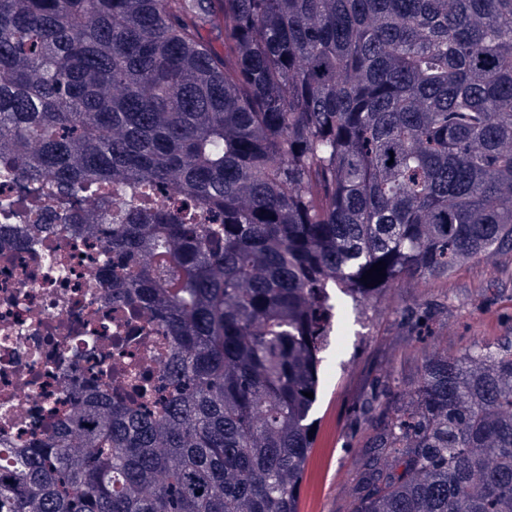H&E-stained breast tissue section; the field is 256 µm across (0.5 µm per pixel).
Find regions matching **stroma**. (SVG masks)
<instances>
[{
    "instance_id": "35a3bbf8",
    "label": "stroma",
    "mask_w": 512,
    "mask_h": 512,
    "mask_svg": "<svg viewBox=\"0 0 512 512\" xmlns=\"http://www.w3.org/2000/svg\"><path fill=\"white\" fill-rule=\"evenodd\" d=\"M332 332L321 354L317 424L299 512H351L372 449L363 441L381 382L414 380L423 353L456 357L477 338L512 339V250L491 251L436 281L415 278L352 299L331 289Z\"/></svg>"
}]
</instances>
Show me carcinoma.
Segmentation results:
<instances>
[{"label": "carcinoma", "instance_id": "cac0c4a2", "mask_svg": "<svg viewBox=\"0 0 512 512\" xmlns=\"http://www.w3.org/2000/svg\"><path fill=\"white\" fill-rule=\"evenodd\" d=\"M0 175L90 189L174 386L81 394L0 512H298L328 289L512 247V0H0ZM388 390L353 512H512V341Z\"/></svg>", "mask_w": 512, "mask_h": 512}]
</instances>
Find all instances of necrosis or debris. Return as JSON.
I'll use <instances>...</instances> for the list:
<instances>
[{
  "mask_svg": "<svg viewBox=\"0 0 512 512\" xmlns=\"http://www.w3.org/2000/svg\"><path fill=\"white\" fill-rule=\"evenodd\" d=\"M84 218L80 194L48 179L0 177V446L22 448L69 414L73 386L126 398L135 376L162 385L158 324H124L105 271L108 229L74 238L64 231L19 239V224H54L60 216ZM55 266L43 263L45 250ZM111 361L112 373L97 369Z\"/></svg>",
  "mask_w": 512,
  "mask_h": 512,
  "instance_id": "necrosis-or-debris-1",
  "label": "necrosis or debris"
}]
</instances>
